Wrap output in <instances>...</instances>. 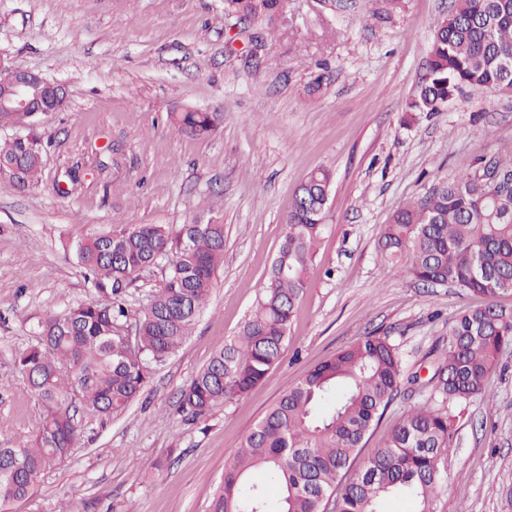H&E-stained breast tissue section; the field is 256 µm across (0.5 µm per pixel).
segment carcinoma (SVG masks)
Returning <instances> with one entry per match:
<instances>
[{
  "instance_id": "obj_1",
  "label": "carcinoma",
  "mask_w": 512,
  "mask_h": 512,
  "mask_svg": "<svg viewBox=\"0 0 512 512\" xmlns=\"http://www.w3.org/2000/svg\"><path fill=\"white\" fill-rule=\"evenodd\" d=\"M284 0H224L244 18L273 19ZM464 86L512 96V0H454L434 26L426 74L411 112H439ZM218 117L173 114L183 134L202 136ZM41 139H0V188L21 191L43 168ZM331 174L311 173L295 192L283 242L262 297L239 334L224 342L182 390L177 412L197 422L261 382L288 343L295 308L310 284L322 234L324 190ZM385 265L404 263L417 281H436L485 297L448 326L432 349L426 402L408 410L385 443L355 468L373 425L419 375L407 373L386 336H365L311 369L261 416L224 467L209 512H382L389 496L433 512L447 491L448 448L462 406L490 395L489 378L512 344V151L478 156L454 180L400 208L384 225ZM95 298L63 316L47 315L37 341L16 359L43 415L32 444L0 448V509L28 499L39 477L56 468L83 430L80 412L100 421L123 412L153 367L191 335L224 265V225L128 224L93 234L75 247ZM162 284L135 317L128 341L127 289L141 275ZM261 470L262 483L251 480Z\"/></svg>"
}]
</instances>
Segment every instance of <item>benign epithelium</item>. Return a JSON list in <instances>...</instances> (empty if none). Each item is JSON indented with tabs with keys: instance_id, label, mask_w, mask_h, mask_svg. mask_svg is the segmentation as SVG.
<instances>
[{
	"instance_id": "obj_1",
	"label": "benign epithelium",
	"mask_w": 512,
	"mask_h": 512,
	"mask_svg": "<svg viewBox=\"0 0 512 512\" xmlns=\"http://www.w3.org/2000/svg\"><path fill=\"white\" fill-rule=\"evenodd\" d=\"M51 80L39 73L22 68L7 69V77L0 81V110L21 116L11 128L25 129L33 125L27 118H36L48 112L47 101L40 95L42 86Z\"/></svg>"
}]
</instances>
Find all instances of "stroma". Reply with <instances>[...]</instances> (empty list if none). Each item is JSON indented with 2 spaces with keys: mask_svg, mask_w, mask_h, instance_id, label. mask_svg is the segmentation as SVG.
<instances>
[{
  "mask_svg": "<svg viewBox=\"0 0 512 512\" xmlns=\"http://www.w3.org/2000/svg\"><path fill=\"white\" fill-rule=\"evenodd\" d=\"M452 2L286 0L267 22L225 14L224 0H0V58L67 93L30 129L47 143L41 181L0 189V448L32 440L42 414L15 357L44 316L93 297L73 244L126 224L224 227V267L192 335L125 412L84 420L69 458L11 512H208L243 437L322 360L386 336L427 372L432 344L482 299L382 267L380 231L463 162L512 149V97L465 87L442 111L408 109ZM176 112L221 118L193 137ZM319 168L332 174L324 232L280 362L182 421L181 390L248 319L294 191ZM490 389L456 423L435 512H512V346ZM426 397L399 398L362 457Z\"/></svg>",
  "mask_w": 512,
  "mask_h": 512,
  "instance_id": "obj_1",
  "label": "stroma"
}]
</instances>
